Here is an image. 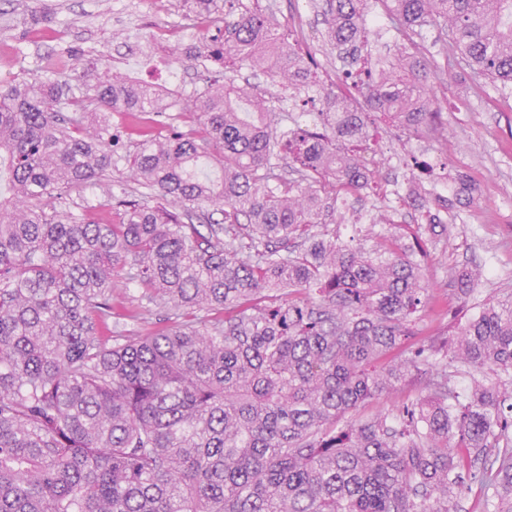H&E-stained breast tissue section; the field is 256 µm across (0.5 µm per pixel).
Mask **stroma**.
Listing matches in <instances>:
<instances>
[{
  "instance_id": "obj_1",
  "label": "stroma",
  "mask_w": 512,
  "mask_h": 512,
  "mask_svg": "<svg viewBox=\"0 0 512 512\" xmlns=\"http://www.w3.org/2000/svg\"><path fill=\"white\" fill-rule=\"evenodd\" d=\"M283 27L300 30L302 49L315 54L324 87L342 82L341 64L324 41L323 0H269ZM49 13L31 17L27 0H12L0 14V85L21 70L35 69L38 58L53 44L49 30L63 27L70 44L82 47L88 62L112 63L134 72L142 82L166 81L174 57L149 52L147 35L159 22L177 23L178 0H171L165 17H158L142 0H48ZM437 96L447 129L438 137L398 139L385 128L371 130L368 144L380 162L381 175L371 188L349 197L342 211V239L354 233L353 209L379 206V193L394 184L401 195L413 188L409 176L414 159L434 168L426 186L427 201L443 194L446 186L466 182L469 191L458 201L455 227L444 237L427 270L435 296L431 313L417 327L418 339L448 329V314L471 311L454 287L452 271H479L478 298L512 295V90L497 82L475 87L468 70L448 69L447 87Z\"/></svg>"
}]
</instances>
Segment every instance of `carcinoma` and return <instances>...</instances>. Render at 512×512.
<instances>
[{"instance_id":"1","label":"carcinoma","mask_w":512,"mask_h":512,"mask_svg":"<svg viewBox=\"0 0 512 512\" xmlns=\"http://www.w3.org/2000/svg\"><path fill=\"white\" fill-rule=\"evenodd\" d=\"M371 5L392 55L369 38ZM180 7L201 18L189 107L110 64L78 74L84 50L59 35L41 75L0 86V512H455L467 482L512 512V297L475 306L457 340L417 345L448 225L360 212L370 248L332 226L374 179L350 158L369 125L444 128L430 80L448 73L415 40L424 29L512 85V0H326L351 79L338 94L261 0ZM215 66L286 79L293 104L322 95L319 126L242 111L246 89L212 81ZM209 158L217 180L198 175ZM122 160L140 198L105 217L63 206L112 186ZM118 278L184 321L112 337ZM452 281L475 290L467 272ZM450 364L489 374L460 389ZM412 374L419 395L349 420Z\"/></svg>"}]
</instances>
